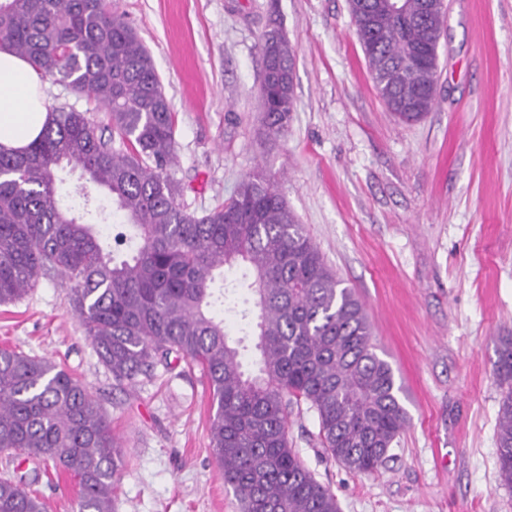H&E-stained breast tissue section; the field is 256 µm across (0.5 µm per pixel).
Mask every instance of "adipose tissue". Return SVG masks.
<instances>
[{
  "label": "adipose tissue",
  "mask_w": 512,
  "mask_h": 512,
  "mask_svg": "<svg viewBox=\"0 0 512 512\" xmlns=\"http://www.w3.org/2000/svg\"><path fill=\"white\" fill-rule=\"evenodd\" d=\"M42 81L28 61L0 49V146L22 149L47 121Z\"/></svg>",
  "instance_id": "obj_1"
}]
</instances>
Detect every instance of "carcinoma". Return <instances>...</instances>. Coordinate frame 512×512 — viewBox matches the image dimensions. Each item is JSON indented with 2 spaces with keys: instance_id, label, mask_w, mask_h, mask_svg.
I'll list each match as a JSON object with an SVG mask.
<instances>
[{
  "instance_id": "cac0c4a2",
  "label": "carcinoma",
  "mask_w": 512,
  "mask_h": 512,
  "mask_svg": "<svg viewBox=\"0 0 512 512\" xmlns=\"http://www.w3.org/2000/svg\"><path fill=\"white\" fill-rule=\"evenodd\" d=\"M349 0L374 86L388 111L416 122L436 101L437 49L445 12L427 0ZM43 77L107 111L47 106L39 136L0 146V305L23 299L40 278L70 287V305L99 361L119 385L149 377L171 355L199 367L214 413L210 443L241 512H340L336 495L288 439V410L317 415L331 458L353 473L389 459L408 414L392 366L379 357L365 309L327 264L263 171L197 215L178 202L175 115L151 53L105 0H0V48ZM264 130L285 133L295 107L294 54L273 29L262 45ZM104 190L64 187L66 167ZM244 264L258 309V374L245 375L239 346L211 308L224 302L215 272ZM497 372L507 385L498 419L500 476L512 484V336ZM69 473L75 512H114L122 448L98 400L53 360L0 348V454ZM19 468L0 473V512H47Z\"/></svg>"
}]
</instances>
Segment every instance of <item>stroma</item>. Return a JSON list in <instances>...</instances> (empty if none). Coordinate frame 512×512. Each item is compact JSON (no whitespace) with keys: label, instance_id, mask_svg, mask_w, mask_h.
Returning a JSON list of instances; mask_svg holds the SVG:
<instances>
[{"label":"stroma","instance_id":"stroma-1","mask_svg":"<svg viewBox=\"0 0 512 512\" xmlns=\"http://www.w3.org/2000/svg\"><path fill=\"white\" fill-rule=\"evenodd\" d=\"M431 112L406 124L369 74L347 0H112L149 49L176 116L172 178L203 214L263 169L372 326L409 423L386 465L329 458L314 410L288 437L341 512H512L498 468L512 333V0H446ZM294 51L296 108L264 133L261 39ZM47 356L99 400L123 449L115 512H239L210 446L209 388L184 361L117 387L70 307L41 279L0 306V347Z\"/></svg>","mask_w":512,"mask_h":512}]
</instances>
